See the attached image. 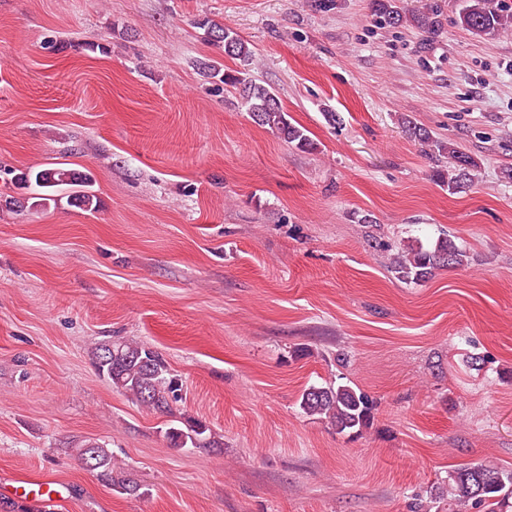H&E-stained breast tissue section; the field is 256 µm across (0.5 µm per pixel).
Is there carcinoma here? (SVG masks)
Listing matches in <instances>:
<instances>
[{
  "mask_svg": "<svg viewBox=\"0 0 512 512\" xmlns=\"http://www.w3.org/2000/svg\"><path fill=\"white\" fill-rule=\"evenodd\" d=\"M462 2L457 21L461 28L491 37L512 32V11L496 7L494 0ZM371 13L381 25L397 26L409 21L431 34L442 29L441 15L432 5L410 11L397 4V0H371ZM194 25L204 31L206 41L223 48L225 56L239 61L238 69L223 72L216 61L200 59L196 62L199 73L236 90L241 105L256 124L275 131L299 150L314 149L306 129L288 121L278 97L253 80L255 52L248 42L231 28L207 17L195 20ZM403 127L421 151L438 162L434 176L448 187L449 192L457 193L472 185L478 162L471 155L460 151L451 140L434 137L431 131L409 118L403 120ZM15 182L27 190V196L20 200H7L8 207H44L51 202L57 205L64 198L90 210L97 205V197L92 190L94 178L89 172L76 173L62 168L30 170L15 177ZM371 247L391 252L392 272L409 284L425 283L438 270L460 268L470 262L469 252L446 234L427 247L421 244L395 247L373 236ZM94 364L98 374L116 391L150 411L175 416L173 404L179 400L178 379L162 355L148 344L125 338L108 340L96 348ZM298 403L306 416L326 421L350 436H358L368 429L376 409L368 394L340 383L310 385L303 390ZM165 436L175 448L221 446L210 429L198 422L188 423L183 428L172 425ZM76 454L86 467L97 472L102 482L126 494H138L139 484L131 475L118 478L112 475V455L103 445L89 441L77 448ZM448 496L454 501L448 512H463L469 506L498 512V509L508 506L512 498V470L483 462L473 463L448 477Z\"/></svg>",
  "mask_w": 512,
  "mask_h": 512,
  "instance_id": "carcinoma-1",
  "label": "carcinoma"
}]
</instances>
